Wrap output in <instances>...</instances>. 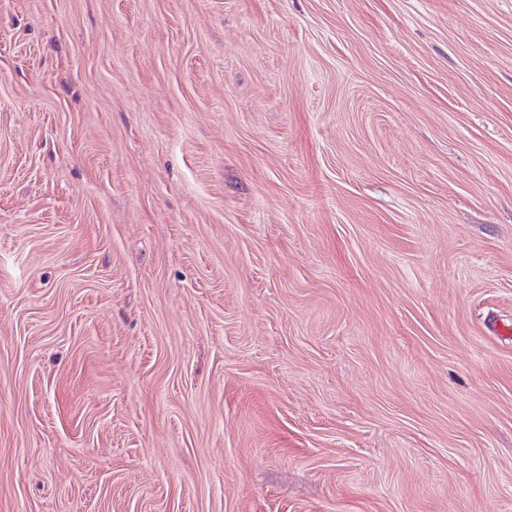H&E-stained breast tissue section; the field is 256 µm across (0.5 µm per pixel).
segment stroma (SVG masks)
Here are the masks:
<instances>
[{
	"label": "stroma",
	"mask_w": 512,
	"mask_h": 512,
	"mask_svg": "<svg viewBox=\"0 0 512 512\" xmlns=\"http://www.w3.org/2000/svg\"><path fill=\"white\" fill-rule=\"evenodd\" d=\"M0 512H512V0H0Z\"/></svg>",
	"instance_id": "stroma-1"
}]
</instances>
